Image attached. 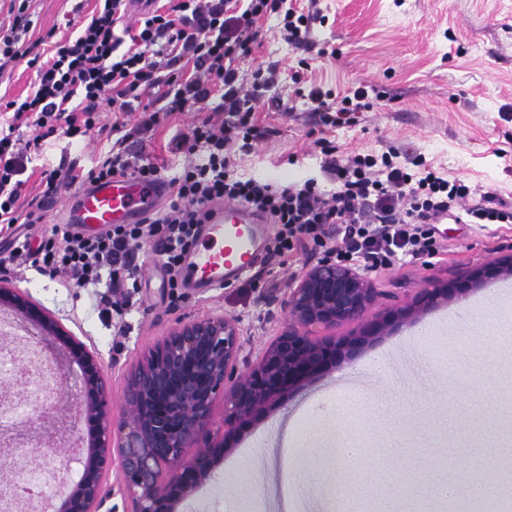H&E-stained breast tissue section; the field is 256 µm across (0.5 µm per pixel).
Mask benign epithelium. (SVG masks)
I'll return each mask as SVG.
<instances>
[{
  "instance_id": "obj_1",
  "label": "benign epithelium",
  "mask_w": 512,
  "mask_h": 512,
  "mask_svg": "<svg viewBox=\"0 0 512 512\" xmlns=\"http://www.w3.org/2000/svg\"><path fill=\"white\" fill-rule=\"evenodd\" d=\"M512 276V255L465 273L463 281L486 282ZM463 292L459 282L431 280L412 301L382 320L366 322L365 335L376 336L394 317L415 316L440 300ZM368 271L328 257L308 261L300 277L282 296H263L265 304L279 303L283 317L276 336L259 353L245 340L240 319L207 314L178 317L166 334L144 352L127 376L125 413L116 418L109 405V381L97 356L70 336L62 324L30 294L0 277V311H10L35 322L46 336H62L71 361L81 367L79 394L71 418L93 424L87 444L68 449L81 470L72 478L68 465L59 473L65 491L54 512H176L178 502L190 497L211 477L216 446L211 440L213 411L224 401V429L262 411L272 400L304 385L337 358L354 353L361 338L331 340L315 337L363 318L375 303ZM12 352L21 379L0 390L9 399L33 380L52 381L59 389L64 379L60 365L32 372L29 350L3 338ZM194 449L188 453V449ZM34 454L62 458L54 435L45 430ZM115 472L107 484L105 476ZM120 497L122 505L112 503Z\"/></svg>"
}]
</instances>
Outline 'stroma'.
I'll return each instance as SVG.
<instances>
[{
	"label": "stroma",
	"mask_w": 512,
	"mask_h": 512,
	"mask_svg": "<svg viewBox=\"0 0 512 512\" xmlns=\"http://www.w3.org/2000/svg\"><path fill=\"white\" fill-rule=\"evenodd\" d=\"M91 12L96 0H31L34 21L26 37L34 44L61 25L75 6ZM326 22H313L307 43L293 46L278 32V19L262 22V42L243 67L276 65L272 95L280 111L260 109L262 137L250 150L236 151L238 173L286 185L317 179L324 189L322 146L337 155L397 152L400 161L422 159L451 178L480 185L512 205V0H317ZM336 95L365 84L379 98L355 123L325 126L307 98L297 96L294 76ZM191 112L168 119L138 150L164 160L169 171L186 161L172 139L194 120ZM107 145L106 135L83 141L44 142L31 167L35 172L21 198L29 204L39 192L38 171L60 157L91 167ZM437 252L372 272L378 292L369 318L382 317L407 303L429 280L454 281L500 256L512 254V224L480 226L451 220L436 227ZM312 250L294 251L286 264L264 261L258 287L242 278L207 298L180 297L166 287L162 271L152 270L144 253L133 258L139 288L131 293L122 322L104 314L102 289L69 288L64 277H49L30 266L8 270L18 288L53 314L66 331L86 343L110 382L109 406L124 411L126 377L145 349L181 316L228 313L237 316L250 345L261 348L278 331L267 321L262 295L285 290L292 275L313 259ZM512 307V293L495 292L493 283L449 298L418 316L390 324L365 338L356 354L337 360L303 386L269 403L231 433L217 432L216 465L211 479L182 501L179 512H224V464L238 466L237 493L260 494L265 512H293L285 494L287 469L299 470L310 505L322 495L323 479L304 458L284 465L280 449L289 437L325 438L317 414L331 407L341 427L360 440L366 456L390 492L403 489L412 472L420 484L434 478L433 464L449 473L467 470L479 457L478 443L442 430L448 385L458 383L457 405L472 426L489 419L504 428L501 458L512 459V352L493 349L500 315L471 310L484 296ZM381 354L390 377L373 372L370 358ZM302 512H312L311 508Z\"/></svg>",
	"instance_id": "1"
}]
</instances>
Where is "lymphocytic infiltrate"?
Listing matches in <instances>:
<instances>
[{
    "mask_svg": "<svg viewBox=\"0 0 512 512\" xmlns=\"http://www.w3.org/2000/svg\"><path fill=\"white\" fill-rule=\"evenodd\" d=\"M28 9L29 0H14L11 23L0 26V68L23 58L36 73L25 97H0V112L8 115L0 124V232L10 238L0 250V270L28 263L65 276L76 288L104 284L117 291L136 278L133 254L155 242L162 246L161 265L174 288L183 255L196 242L210 206L225 201L245 204L274 224L271 257L284 259L309 247L339 263L363 260L376 268L433 255L432 224L459 212L470 224L512 223V208L495 205L494 193L430 166L411 171L393 151L377 159L339 157L325 149L323 170L336 184L331 193L312 179L282 186L237 174L231 148L260 138L254 123L257 90L273 85L277 71L270 65L248 74L239 62L257 42L258 21L270 14H282L285 40L306 41L311 17L288 0H165L131 25L124 20V0H97L75 35L60 38L48 31L43 56L33 58L21 45L32 24ZM368 97L364 86L341 97L317 87L308 92L314 111L332 126L349 123ZM106 107L115 116L117 134L109 149L87 169L63 159L43 170L39 204L21 211L33 154L53 137H87ZM207 108L223 118L203 119L175 136L174 148L187 161L174 176L165 177L163 166L131 152L130 141L162 120ZM24 126L33 130L26 140L19 134ZM116 176L167 179L166 204L140 223L114 224L96 235L57 224L39 244L21 237L19 226L42 223V203L66 189Z\"/></svg>",
    "mask_w": 512,
    "mask_h": 512,
    "instance_id": "f902f5d3",
    "label": "lymphocytic infiltrate"
}]
</instances>
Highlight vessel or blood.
I'll use <instances>...</instances> for the list:
<instances>
[{
  "mask_svg": "<svg viewBox=\"0 0 512 512\" xmlns=\"http://www.w3.org/2000/svg\"><path fill=\"white\" fill-rule=\"evenodd\" d=\"M159 182L115 178L85 185L63 207L65 223L87 228L131 224L153 212L164 199ZM262 217L240 203L212 207L199 240L186 254L181 277L197 296L237 282L257 264L265 235Z\"/></svg>",
  "mask_w": 512,
  "mask_h": 512,
  "instance_id": "obj_1",
  "label": "vessel or blood"
}]
</instances>
